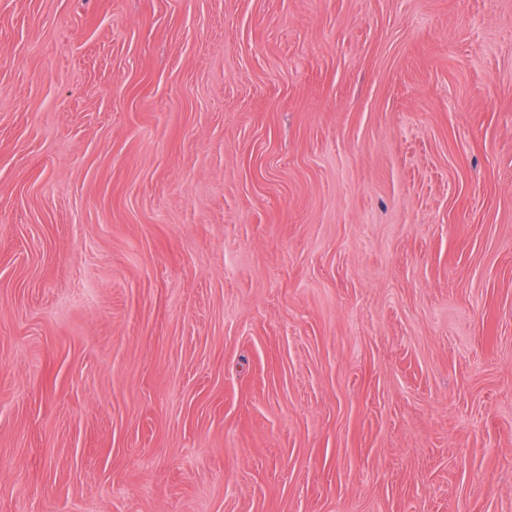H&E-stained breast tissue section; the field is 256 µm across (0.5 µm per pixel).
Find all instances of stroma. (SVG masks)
I'll return each instance as SVG.
<instances>
[{"label": "stroma", "mask_w": 512, "mask_h": 512, "mask_svg": "<svg viewBox=\"0 0 512 512\" xmlns=\"http://www.w3.org/2000/svg\"><path fill=\"white\" fill-rule=\"evenodd\" d=\"M0 512H512V0H0Z\"/></svg>", "instance_id": "stroma-1"}]
</instances>
